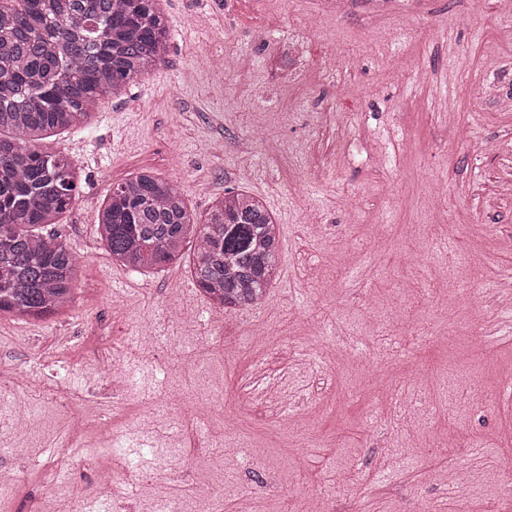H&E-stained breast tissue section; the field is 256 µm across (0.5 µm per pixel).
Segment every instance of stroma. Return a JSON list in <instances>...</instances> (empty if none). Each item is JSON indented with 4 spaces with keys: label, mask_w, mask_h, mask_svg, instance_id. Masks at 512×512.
<instances>
[{
    "label": "stroma",
    "mask_w": 512,
    "mask_h": 512,
    "mask_svg": "<svg viewBox=\"0 0 512 512\" xmlns=\"http://www.w3.org/2000/svg\"><path fill=\"white\" fill-rule=\"evenodd\" d=\"M171 41L164 63L101 102L88 126L41 143L79 165L84 178L56 230L82 257L71 310L44 321L0 317V440L9 404L29 400L15 370L48 382L26 441L9 466L16 491L0 512H113L91 486L102 461L77 458L69 440L84 428L78 406L99 402L103 420L122 422L119 444L137 462L130 479L137 512H154V492L203 512L186 470L177 403L215 380L235 407L254 378L253 353L233 350L248 329L269 327L271 374L282 377L286 409L255 400L243 412L239 445L262 458L218 447V430L200 445L219 457L213 482L219 512H299L318 493L335 512H462L448 487L449 465L469 474L473 512H512V406L500 400L502 368L512 363V308L481 296L512 286V196L492 195L495 179L512 184V103L468 93L491 79L512 92V12L497 0H399L372 19L366 0L344 14L326 0H163ZM335 42L340 68L320 64ZM210 54L243 56L245 81L203 68ZM431 73V81L420 78ZM456 98L448 116L443 103ZM464 136L448 139V121ZM280 142L281 158L247 143L253 129ZM144 170L177 180L191 210L203 213L225 191L261 198L279 224L280 272L258 305L211 309L184 266L144 276L113 263L96 234L112 184ZM336 281L335 304L318 295L323 275ZM188 310L170 326L174 302ZM153 323L156 352L141 349L139 327ZM105 329L108 356L130 372L118 399L98 379L87 336ZM220 336L229 351L206 352ZM289 346L277 357L279 341ZM428 403L408 421L397 395ZM174 404L172 418L140 414L149 401ZM317 404L320 417L302 456L289 455L277 430L282 411ZM398 435L384 447L382 432ZM49 470L71 473L50 504L40 498ZM500 471L496 486L485 474ZM290 474L291 486L279 483Z\"/></svg>",
    "instance_id": "1"
}]
</instances>
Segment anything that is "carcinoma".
Wrapping results in <instances>:
<instances>
[{
	"label": "carcinoma",
	"mask_w": 512,
	"mask_h": 512,
	"mask_svg": "<svg viewBox=\"0 0 512 512\" xmlns=\"http://www.w3.org/2000/svg\"><path fill=\"white\" fill-rule=\"evenodd\" d=\"M158 0H21L0 9V312L42 319L74 302L80 261L48 229L76 196L78 172L37 141L86 124L109 91L165 62ZM96 232L112 261L138 273L181 259L222 309L257 305L278 276L279 228L263 202L228 191L198 216L172 180L141 172L112 187Z\"/></svg>",
	"instance_id": "carcinoma-1"
}]
</instances>
